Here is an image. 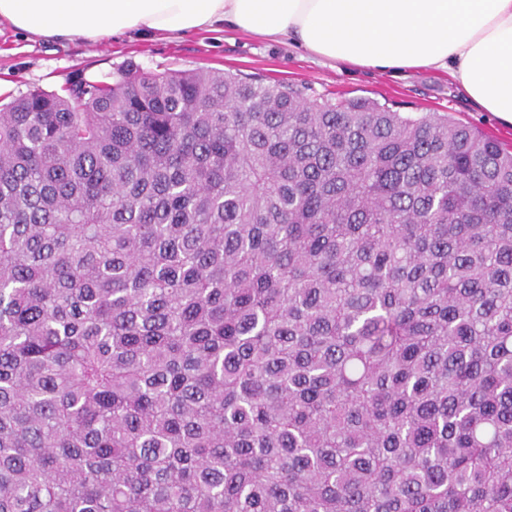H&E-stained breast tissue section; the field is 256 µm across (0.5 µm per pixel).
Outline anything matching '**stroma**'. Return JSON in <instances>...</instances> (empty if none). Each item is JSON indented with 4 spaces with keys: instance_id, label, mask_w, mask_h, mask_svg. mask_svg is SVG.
Masks as SVG:
<instances>
[{
    "instance_id": "1",
    "label": "stroma",
    "mask_w": 512,
    "mask_h": 512,
    "mask_svg": "<svg viewBox=\"0 0 512 512\" xmlns=\"http://www.w3.org/2000/svg\"><path fill=\"white\" fill-rule=\"evenodd\" d=\"M148 71L210 68L303 84L312 94L370 97L399 112H446L512 150V127L479 111L447 75L428 70L392 75L350 66L333 67L303 49L235 30L194 32L167 40L123 35L98 44L27 38L0 23V105L33 88L62 91L76 77L98 79L128 64Z\"/></svg>"
}]
</instances>
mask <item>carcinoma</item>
Wrapping results in <instances>:
<instances>
[{"instance_id": "cac0c4a2", "label": "carcinoma", "mask_w": 512, "mask_h": 512, "mask_svg": "<svg viewBox=\"0 0 512 512\" xmlns=\"http://www.w3.org/2000/svg\"><path fill=\"white\" fill-rule=\"evenodd\" d=\"M0 512H512V152L208 69L1 107Z\"/></svg>"}]
</instances>
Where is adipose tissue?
Masks as SVG:
<instances>
[{"mask_svg":"<svg viewBox=\"0 0 512 512\" xmlns=\"http://www.w3.org/2000/svg\"><path fill=\"white\" fill-rule=\"evenodd\" d=\"M36 39L100 43L233 29L324 62L439 70L512 125V0H0V20Z\"/></svg>","mask_w":512,"mask_h":512,"instance_id":"ef3b65f1","label":"adipose tissue"}]
</instances>
